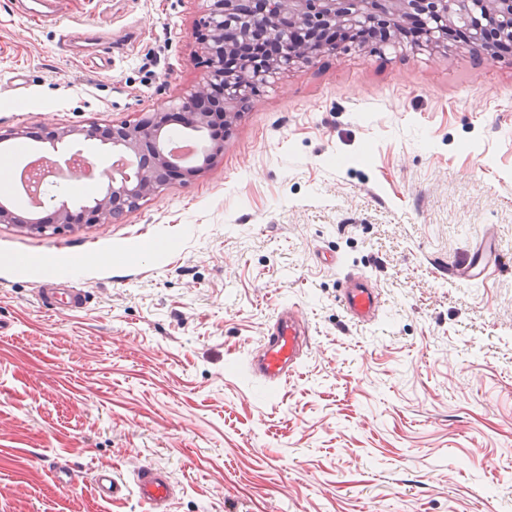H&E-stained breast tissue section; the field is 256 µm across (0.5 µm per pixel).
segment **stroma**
Listing matches in <instances>:
<instances>
[{
	"instance_id": "obj_1",
	"label": "stroma",
	"mask_w": 512,
	"mask_h": 512,
	"mask_svg": "<svg viewBox=\"0 0 512 512\" xmlns=\"http://www.w3.org/2000/svg\"><path fill=\"white\" fill-rule=\"evenodd\" d=\"M53 9L0 0V133L40 156L203 73L204 0ZM250 100L217 165L119 218L0 224V512H149L146 465L168 512H512V54L347 43ZM486 224L499 271L451 280ZM333 253L377 280L376 324L338 305ZM49 284L84 306L43 305ZM288 305L308 347L271 388L246 362ZM135 491L152 512H167L174 488L167 475L154 467L144 466L137 472Z\"/></svg>"
}]
</instances>
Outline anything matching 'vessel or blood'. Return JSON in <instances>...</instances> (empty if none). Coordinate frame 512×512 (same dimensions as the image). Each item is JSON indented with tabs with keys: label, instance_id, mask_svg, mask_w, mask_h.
<instances>
[{
	"label": "vessel or blood",
	"instance_id": "1",
	"mask_svg": "<svg viewBox=\"0 0 512 512\" xmlns=\"http://www.w3.org/2000/svg\"><path fill=\"white\" fill-rule=\"evenodd\" d=\"M498 241L491 229H484L480 239L465 262L451 265L449 275L462 283L479 285L498 268ZM338 302L353 322L372 324L385 311V301L375 283L366 273L348 269L342 280ZM306 341L298 309L278 311L270 332L247 361L250 375L262 384L278 387L287 383L301 363V348ZM139 499L149 505L151 512H167L174 488L167 475L154 467H142L135 483Z\"/></svg>",
	"mask_w": 512,
	"mask_h": 512
}]
</instances>
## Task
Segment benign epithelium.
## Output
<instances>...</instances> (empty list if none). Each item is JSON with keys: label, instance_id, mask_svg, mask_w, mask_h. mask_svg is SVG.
Masks as SVG:
<instances>
[{"label": "benign epithelium", "instance_id": "1", "mask_svg": "<svg viewBox=\"0 0 512 512\" xmlns=\"http://www.w3.org/2000/svg\"><path fill=\"white\" fill-rule=\"evenodd\" d=\"M204 17L199 22L204 30L199 36V53L207 58L204 76L173 106L150 113L134 123L91 124L55 127L47 139L62 142L79 136L96 138L136 163L132 176L112 179L97 193L90 196L83 216L89 224L108 221L157 195L163 187L158 173L165 166L177 163L165 146L168 139L166 127L170 118L178 116L198 139L210 136L216 107L224 112V127L231 128L240 117L234 111L238 95L233 94L215 105L212 90L215 86H229L238 91H249L261 84L271 71L269 67L252 60L242 62L240 70L230 74L224 70V53L233 37L253 29L266 31L280 48L279 68H293L310 64L324 54L336 53V43L311 41L299 43L294 31L298 26L314 30L330 27L353 28L362 20L379 23L384 27L401 24L404 18L425 16L432 21L448 20L471 0H280V15L267 13L265 0H208ZM487 4V28L492 36H512V0H484ZM224 146L208 143L203 147L196 163L185 168L186 175L196 178L207 172L220 159ZM72 212L64 204L56 205L55 219L44 224L38 218L18 214L0 202V224H22L24 227L45 233L71 227Z\"/></svg>", "mask_w": 512, "mask_h": 512}]
</instances>
